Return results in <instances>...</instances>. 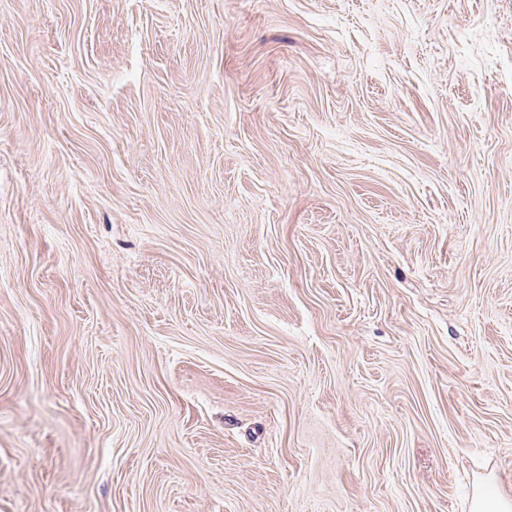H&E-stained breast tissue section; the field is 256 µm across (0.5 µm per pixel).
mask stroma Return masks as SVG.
Segmentation results:
<instances>
[{"label":"stroma","instance_id":"stroma-1","mask_svg":"<svg viewBox=\"0 0 512 512\" xmlns=\"http://www.w3.org/2000/svg\"><path fill=\"white\" fill-rule=\"evenodd\" d=\"M512 493V0H0V512Z\"/></svg>","mask_w":512,"mask_h":512}]
</instances>
